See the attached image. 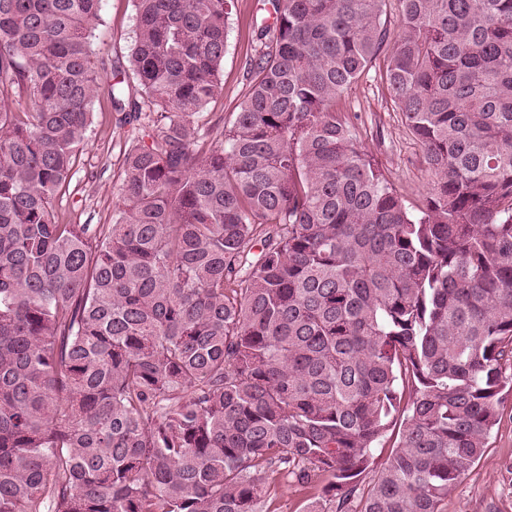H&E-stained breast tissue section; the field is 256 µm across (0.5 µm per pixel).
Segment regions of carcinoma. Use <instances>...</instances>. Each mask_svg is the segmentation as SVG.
Listing matches in <instances>:
<instances>
[{"label":"carcinoma","instance_id":"cac0c4a2","mask_svg":"<svg viewBox=\"0 0 512 512\" xmlns=\"http://www.w3.org/2000/svg\"><path fill=\"white\" fill-rule=\"evenodd\" d=\"M102 2L0 0V512H444L512 394V0H399L415 211L336 111L385 0H270L229 126L236 0H133L137 96ZM102 94L122 204L68 224ZM273 508L277 512H304L306 505V496L295 488H288L284 485L271 490Z\"/></svg>","mask_w":512,"mask_h":512}]
</instances>
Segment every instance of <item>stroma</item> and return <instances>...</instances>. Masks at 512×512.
Wrapping results in <instances>:
<instances>
[{
    "instance_id": "obj_1",
    "label": "stroma",
    "mask_w": 512,
    "mask_h": 512,
    "mask_svg": "<svg viewBox=\"0 0 512 512\" xmlns=\"http://www.w3.org/2000/svg\"><path fill=\"white\" fill-rule=\"evenodd\" d=\"M262 17L259 0H238L224 54V95L209 104V111L232 115L247 93L245 62L259 47L255 31ZM135 37L132 0H104L91 38L94 58L127 63ZM385 64V57H378L368 77L342 95L336 108L356 116L361 145L388 169L407 205L415 207L422 204L433 175L380 78ZM118 118L106 96L95 100L91 125L76 156L75 175L56 203L72 223L112 221L120 202L123 153L135 134L133 126H120ZM444 512H512V396L504 403L501 422L492 431L484 456L462 477Z\"/></svg>"
}]
</instances>
